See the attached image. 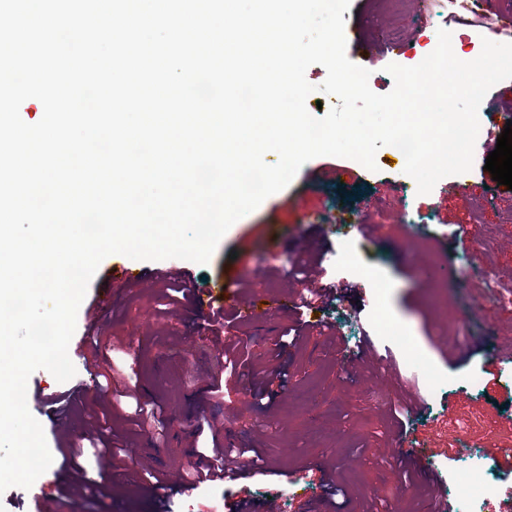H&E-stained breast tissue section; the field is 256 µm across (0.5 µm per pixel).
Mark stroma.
I'll return each instance as SVG.
<instances>
[{"label": "stroma", "instance_id": "1", "mask_svg": "<svg viewBox=\"0 0 512 512\" xmlns=\"http://www.w3.org/2000/svg\"><path fill=\"white\" fill-rule=\"evenodd\" d=\"M466 7V0H404L393 14L381 0H352L349 21L373 51L363 63L372 91L389 93L394 79L387 65H414L416 55L436 48L438 29L451 31L453 52L463 61L479 56L483 39L512 43V34L492 32L494 16L477 17ZM391 31L408 55L388 53ZM487 155L484 138H477L472 169L442 178L426 195L418 194L393 146L377 151L373 172L351 159L317 157L235 222L207 263L106 257L68 347L75 376L60 383L40 369L28 381V408L53 463L31 488L1 493L0 512H34L37 493L52 512H209L216 497L224 512H236L243 499L275 502L277 512H391L386 478L400 467L411 471L419 490L457 504L449 471L463 465L496 472L494 447L512 445V303L493 300L480 274L491 268L499 290L512 289V223L503 221L512 190L493 181ZM409 210L421 215L419 233L410 231ZM364 219L378 232L359 233ZM120 265L141 272L139 286L113 283L112 269ZM310 266L324 284L343 281L342 295L301 306ZM428 266L471 274L451 288L426 279ZM227 276L244 287L225 315L251 370L224 400V434L236 447L254 449L260 462L245 479L193 486L181 477L198 460L199 411L211 400L207 373L221 365L205 301ZM376 303L444 379L441 389L429 391L420 366L376 329ZM297 322L302 336L293 341L285 331ZM274 351L286 384L254 401L255 373ZM355 353L354 369L348 358ZM493 368L501 374L495 385L487 376ZM107 372L132 377L142 403L166 407L163 430L142 431L114 407ZM103 412L111 413L127 455L101 487L93 481L95 453L75 459L70 450ZM395 413L417 437L462 439L466 446L432 464L419 459L396 434ZM151 474L167 478L171 488L146 490Z\"/></svg>", "mask_w": 512, "mask_h": 512}]
</instances>
